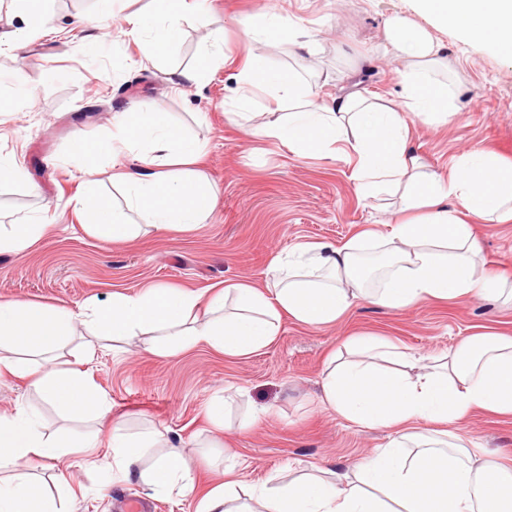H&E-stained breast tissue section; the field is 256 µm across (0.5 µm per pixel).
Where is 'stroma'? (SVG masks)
I'll list each match as a JSON object with an SVG mask.
<instances>
[{
  "mask_svg": "<svg viewBox=\"0 0 512 512\" xmlns=\"http://www.w3.org/2000/svg\"><path fill=\"white\" fill-rule=\"evenodd\" d=\"M146 3L117 0L96 67L86 66L84 33L71 26L92 17L95 0H50V11L69 36L0 55V82L19 70L34 92L21 110L0 112V154L13 157L27 177L23 184H0V225L38 211L51 224L24 253L0 254V301L73 308L148 285L200 290L244 281L260 287L276 256L307 242H344L364 229L378 236L362 241L359 252L385 259L383 236L396 218V197L362 199L344 160L269 149L226 119L224 102L251 51L268 64L327 76L323 101L359 92L398 103L409 62L383 56L381 47L386 24L409 19L440 42L444 65L435 77L447 83L455 110L445 125L415 119L411 149L444 175L476 148L512 158V59L423 13L418 0H218L208 16L184 22L182 41L155 64L121 32L123 15ZM269 7L303 20L318 39L313 54L292 58L284 45L252 46L242 22ZM218 35L226 41L227 63L184 94H171L168 72L194 66L200 45ZM134 101L159 106L187 135L207 142L200 169L215 187L218 205L190 233L148 231L115 244L81 226L72 203L81 173L69 145L77 133L91 140L103 135L112 127L113 112ZM30 183L38 186V195L28 193ZM476 234L489 268L512 283V223L480 224ZM489 330L512 334L511 302L473 296L427 300L399 311L362 302L323 327H305L285 316L274 343L245 358L199 347L162 359L134 342L112 347L99 342L89 357L72 344L64 354L87 357V371L131 430L151 425L167 431L187 454L201 491L220 478L228 451L236 455V477L244 486H271L314 465L346 468L390 441L393 430L353 424L319 403L327 359L346 354L351 336L387 338L421 367ZM217 390L231 396V416L254 404L266 413L249 430L232 423L213 431L204 408ZM17 404L40 410L49 428L65 424L41 405L26 380L1 381L0 407ZM457 431L512 468V418L478 412ZM66 466L71 487L59 492L66 512H119L122 499L148 502L150 512L194 510V494L150 500L138 483L107 484L103 474L87 469L84 453L68 456Z\"/></svg>",
  "mask_w": 512,
  "mask_h": 512,
  "instance_id": "obj_1",
  "label": "stroma"
}]
</instances>
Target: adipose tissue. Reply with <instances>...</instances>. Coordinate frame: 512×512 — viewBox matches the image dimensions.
Listing matches in <instances>:
<instances>
[{
    "label": "adipose tissue",
    "instance_id": "adipose-tissue-1",
    "mask_svg": "<svg viewBox=\"0 0 512 512\" xmlns=\"http://www.w3.org/2000/svg\"><path fill=\"white\" fill-rule=\"evenodd\" d=\"M28 23L0 29V52L58 37L63 29L44 0H21ZM213 0H149L131 14L125 34L144 44L148 59L182 39L183 19L202 16ZM422 12L470 37L499 44L512 54V0H420ZM255 44H285L294 54L312 53L306 28L282 10L245 19ZM385 51L412 59L402 75L405 101L394 108L357 94L320 103L318 83L292 70L246 58L227 114L249 120L257 102L294 109L257 125L252 137L274 148L308 155H340L362 197L399 194L406 216L388 234L391 259L377 286L356 262L360 241L308 243L275 259L265 288L244 282L202 292L150 285L111 301L57 308L32 301L0 302V379L28 380L40 401L94 431L48 430L39 413L21 406L0 408V512H62L52 486L68 487L59 463L77 450L98 447L99 424L111 421L112 453L93 466L113 481L141 483L152 499L193 491L195 477L183 449L170 446L151 427L128 433L112 415L109 395L80 361L57 362L56 354L86 326L98 340L139 342L145 351L170 358L197 347L244 358L275 340L280 319L308 327L336 323L360 300L400 310L420 301L472 294L497 298L501 279L485 269L474 226L512 222V162L474 150L461 156L449 176L427 169L408 146L412 117L447 121L453 104L444 83L426 70L439 64L441 47L424 28L405 18L391 21ZM353 128L345 137V128ZM70 154L83 163L84 187L75 199L83 228L122 243L143 227L188 232L215 211L217 196L195 165L206 143L186 136L169 113L135 105L115 113L112 129L90 142L75 136ZM133 156V166L119 160ZM112 158V180L124 190V206L103 198L94 178L101 159ZM45 214L0 225V253H19L45 235ZM355 360L329 362L319 399L345 419L368 427H393L395 438L360 463L339 472L315 468L276 488L243 487L225 467L195 503L194 512H512V471L441 431L411 432L428 421L464 422L474 411L512 416V336L468 338L441 362L409 374L413 358L387 340H353ZM55 467L51 481L31 473L32 462Z\"/></svg>",
    "mask_w": 512,
    "mask_h": 512
}]
</instances>
